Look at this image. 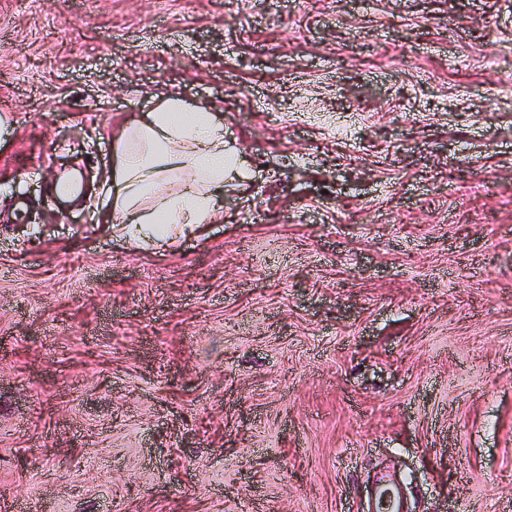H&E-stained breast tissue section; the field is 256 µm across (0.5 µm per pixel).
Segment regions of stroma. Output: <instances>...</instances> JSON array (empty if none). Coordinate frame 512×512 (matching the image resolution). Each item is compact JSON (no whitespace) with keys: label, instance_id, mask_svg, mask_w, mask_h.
Listing matches in <instances>:
<instances>
[{"label":"stroma","instance_id":"1","mask_svg":"<svg viewBox=\"0 0 512 512\" xmlns=\"http://www.w3.org/2000/svg\"><path fill=\"white\" fill-rule=\"evenodd\" d=\"M248 173L117 238L169 95ZM0 512H512V0H0ZM375 512H406L403 497L397 487L386 481L378 491Z\"/></svg>","mask_w":512,"mask_h":512}]
</instances>
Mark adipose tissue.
<instances>
[{"instance_id": "1", "label": "adipose tissue", "mask_w": 512, "mask_h": 512, "mask_svg": "<svg viewBox=\"0 0 512 512\" xmlns=\"http://www.w3.org/2000/svg\"><path fill=\"white\" fill-rule=\"evenodd\" d=\"M114 145L111 220L122 237L167 245L214 222L224 173L237 165L215 113L173 97L122 128Z\"/></svg>"}]
</instances>
